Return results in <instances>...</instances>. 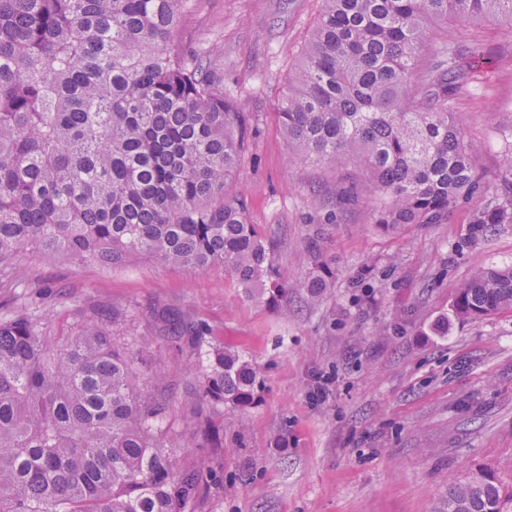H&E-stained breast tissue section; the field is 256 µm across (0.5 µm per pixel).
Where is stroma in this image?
<instances>
[{"label": "stroma", "mask_w": 512, "mask_h": 512, "mask_svg": "<svg viewBox=\"0 0 512 512\" xmlns=\"http://www.w3.org/2000/svg\"><path fill=\"white\" fill-rule=\"evenodd\" d=\"M321 0H194L187 43L220 50L214 68L247 122L231 192L269 244L288 297H244L224 266L204 273L150 257L133 266L26 251L0 270V319L28 311L52 336L104 307L116 334L152 340L163 363L166 421L196 377L191 350L159 333L161 314L203 326L256 370L253 405L213 417L221 447L202 449L207 481L196 512H434L452 485L488 470L512 491V311L460 322L449 312L476 266L512 264V224L474 240L479 199L444 224H374L366 199L336 202L325 166L292 162L276 117ZM492 20L451 21L433 41L475 40L494 57L477 69L454 118L494 181L498 132L512 113V41ZM333 273L315 303L300 281ZM448 316V333L432 325Z\"/></svg>", "instance_id": "35a3bbf8"}]
</instances>
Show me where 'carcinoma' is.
Listing matches in <instances>:
<instances>
[{
  "instance_id": "obj_1",
  "label": "carcinoma",
  "mask_w": 512,
  "mask_h": 512,
  "mask_svg": "<svg viewBox=\"0 0 512 512\" xmlns=\"http://www.w3.org/2000/svg\"><path fill=\"white\" fill-rule=\"evenodd\" d=\"M189 0H0V266L46 255L132 265L143 256L199 273L222 264L252 298L286 295L271 250L230 193L243 116L211 71V51L183 41ZM499 19L512 0H322L276 110L289 159L337 174L374 222L445 224L482 197L472 237L512 224V126L493 188L478 145L452 121L469 86L462 49L431 45L436 20ZM317 299L323 276L300 284ZM512 310V265L478 267L452 312ZM165 338L205 352L185 416L141 392L145 348L104 321L59 343L23 312L0 320V512H195L204 470L175 448L218 442L211 415L253 404L256 371L203 329L169 319ZM480 471L434 512H509Z\"/></svg>"
}]
</instances>
